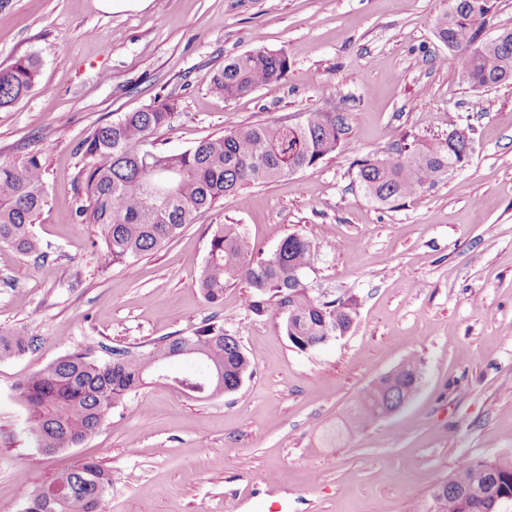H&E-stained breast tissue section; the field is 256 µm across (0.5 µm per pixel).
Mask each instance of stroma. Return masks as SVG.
Listing matches in <instances>:
<instances>
[{"label": "stroma", "mask_w": 512, "mask_h": 512, "mask_svg": "<svg viewBox=\"0 0 512 512\" xmlns=\"http://www.w3.org/2000/svg\"><path fill=\"white\" fill-rule=\"evenodd\" d=\"M448 0H0V67L36 56L39 82L0 112V162L44 163L34 233L44 260L0 246V328L36 338L0 361V512L86 458L112 475L110 512H430L465 458L512 457V81H462L435 36ZM284 51L286 79L232 100L211 91L225 61ZM172 99L147 148L182 151L238 127L343 114L341 147L317 166L248 185L199 213L133 269L103 267L98 228L75 216L79 143L98 125ZM470 129L467 164L394 208L368 199L358 159L400 140ZM233 224L250 252L289 234L319 246L314 294L356 296L346 336L302 351L277 307L254 314L245 283L208 303L209 239ZM215 323L253 373L197 401L152 383L126 395L80 447L43 454L15 386L98 344L145 352ZM415 397L356 431L347 411L403 360Z\"/></svg>", "instance_id": "35a3bbf8"}]
</instances>
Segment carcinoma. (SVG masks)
I'll list each match as a JSON object with an SVG mask.
<instances>
[{"instance_id": "obj_1", "label": "carcinoma", "mask_w": 512, "mask_h": 512, "mask_svg": "<svg viewBox=\"0 0 512 512\" xmlns=\"http://www.w3.org/2000/svg\"><path fill=\"white\" fill-rule=\"evenodd\" d=\"M490 9V0H449L448 12L435 25L444 46L464 53L463 78L477 89L512 80V29L480 39ZM288 70L284 52L258 46L225 62L214 77L213 91L235 98L285 80ZM39 74L34 56L0 67V111L26 95ZM174 109L175 103L164 100L127 112L95 128L80 145L89 167L86 197L76 215L99 226V255L106 266L133 267L140 255L174 239L198 213L225 196L317 166L336 152L346 135L342 115L314 110L295 124L241 127L181 152L144 149L148 136L170 122ZM469 153V133L455 127L443 140L420 145L404 141L357 162V177L371 201L391 205L447 178L450 168L468 161ZM43 176L35 154L17 165L0 164V246L44 256L32 230L47 203ZM317 251L312 241L290 234L269 255L249 253L237 228L220 224L210 239L198 287L209 303L218 304L224 289L245 282L250 310L261 314L277 306L285 314L290 342L309 350L326 336L349 332L357 317L353 299L326 300L310 293L304 272ZM33 343L17 331L1 330L0 360L24 353ZM175 360L198 365V371L180 380L186 382V395L200 400L218 395L212 383L218 372L233 389L239 375L253 370L239 337L215 326L174 336L146 353L117 347L104 356L92 348L72 351L16 386L38 449L51 455L81 445L125 395L153 382L155 370L165 371ZM421 379L420 362L403 361L394 376L381 377L358 397L351 427L366 428L380 419L383 408L411 400ZM111 485V473L87 459L60 473L47 492L21 491L22 512H104ZM436 489L444 491L440 512H498L497 499L512 500V460L463 459L454 477Z\"/></svg>"}]
</instances>
